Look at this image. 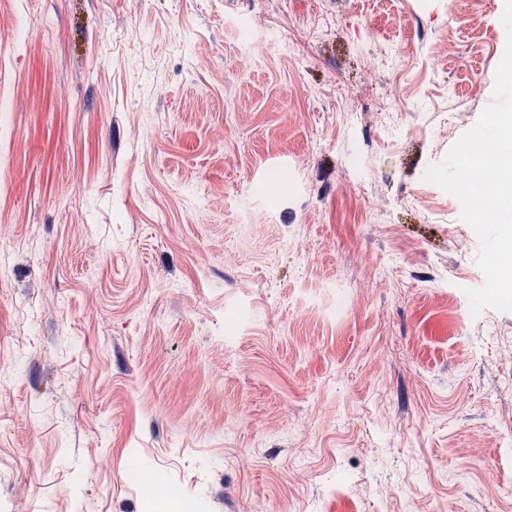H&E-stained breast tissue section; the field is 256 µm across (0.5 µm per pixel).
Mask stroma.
Returning <instances> with one entry per match:
<instances>
[{"label":"stroma","mask_w":512,"mask_h":512,"mask_svg":"<svg viewBox=\"0 0 512 512\" xmlns=\"http://www.w3.org/2000/svg\"><path fill=\"white\" fill-rule=\"evenodd\" d=\"M503 11L0 0V505L148 512L137 469L201 512H512V312L425 178Z\"/></svg>","instance_id":"stroma-1"}]
</instances>
